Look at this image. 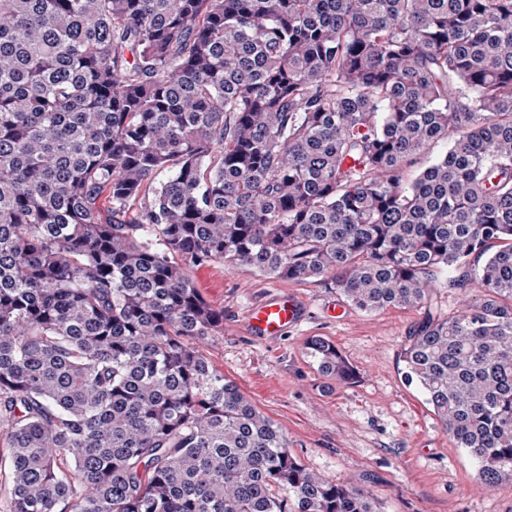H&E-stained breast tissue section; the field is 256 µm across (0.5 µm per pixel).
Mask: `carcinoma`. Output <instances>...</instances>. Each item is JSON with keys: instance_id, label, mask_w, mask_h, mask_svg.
Returning <instances> with one entry per match:
<instances>
[{"instance_id": "carcinoma-1", "label": "carcinoma", "mask_w": 512, "mask_h": 512, "mask_svg": "<svg viewBox=\"0 0 512 512\" xmlns=\"http://www.w3.org/2000/svg\"><path fill=\"white\" fill-rule=\"evenodd\" d=\"M214 263L419 310L405 379L512 484V0H0V512H377L201 351ZM446 279V273L440 274L435 290L437 298L436 311L440 313L441 317L455 314L465 303L474 301L483 294V289L477 282L471 284L466 290L441 287Z\"/></svg>"}]
</instances>
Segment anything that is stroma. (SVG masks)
<instances>
[{"label":"stroma","instance_id":"1","mask_svg":"<svg viewBox=\"0 0 512 512\" xmlns=\"http://www.w3.org/2000/svg\"><path fill=\"white\" fill-rule=\"evenodd\" d=\"M195 286L224 311V331L207 358L286 434L311 470L368 489L380 512H512V486L483 488L468 453L455 447L423 392L403 375L413 308L369 314L320 282H285L240 266L192 268ZM288 291L303 298V321L260 341L243 319L249 307ZM314 336L332 341L357 372L339 384L306 353Z\"/></svg>","mask_w":512,"mask_h":512}]
</instances>
